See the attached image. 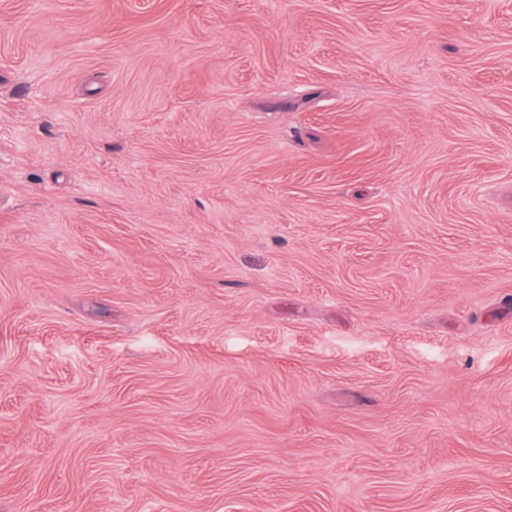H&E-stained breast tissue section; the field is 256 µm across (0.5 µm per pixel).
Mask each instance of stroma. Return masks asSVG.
<instances>
[{
	"mask_svg": "<svg viewBox=\"0 0 512 512\" xmlns=\"http://www.w3.org/2000/svg\"><path fill=\"white\" fill-rule=\"evenodd\" d=\"M0 512H512V0H0Z\"/></svg>",
	"mask_w": 512,
	"mask_h": 512,
	"instance_id": "obj_1",
	"label": "stroma"
}]
</instances>
